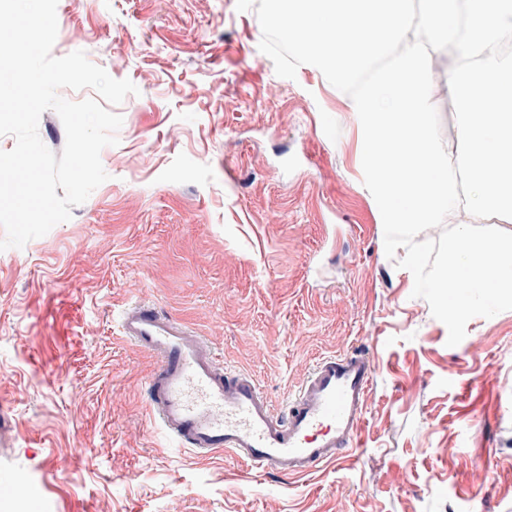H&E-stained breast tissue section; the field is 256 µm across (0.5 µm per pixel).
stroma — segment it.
Masks as SVG:
<instances>
[{"label":"stroma","mask_w":512,"mask_h":512,"mask_svg":"<svg viewBox=\"0 0 512 512\" xmlns=\"http://www.w3.org/2000/svg\"><path fill=\"white\" fill-rule=\"evenodd\" d=\"M53 56L84 51L137 94L109 178L70 220L0 251V480L38 512H512V310L460 344L384 250L340 94L276 75L236 0H58ZM450 54L431 60L449 155ZM139 300L204 336L282 409L324 357L375 363L359 445L316 474L171 448L153 358L119 332Z\"/></svg>","instance_id":"obj_1"}]
</instances>
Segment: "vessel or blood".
<instances>
[{
	"label": "vessel or blood",
	"mask_w": 512,
	"mask_h": 512,
	"mask_svg": "<svg viewBox=\"0 0 512 512\" xmlns=\"http://www.w3.org/2000/svg\"><path fill=\"white\" fill-rule=\"evenodd\" d=\"M120 328L156 360L148 404L176 448L229 452L250 470L297 478L342 460L361 435L375 370L367 354L322 359L277 413L249 374L229 371L206 340L154 304L130 305Z\"/></svg>",
	"instance_id": "obj_1"
}]
</instances>
